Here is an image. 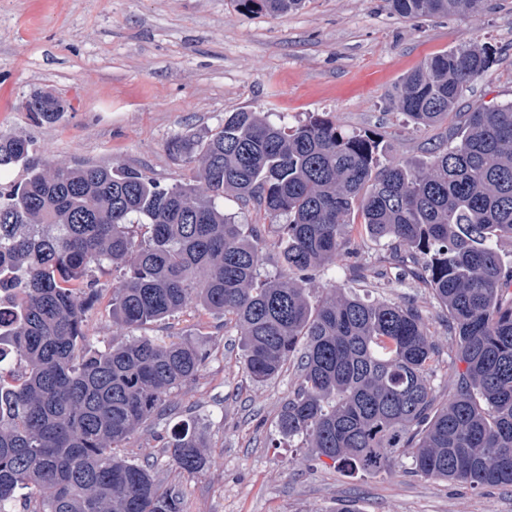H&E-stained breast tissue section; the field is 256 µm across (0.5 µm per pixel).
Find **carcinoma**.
<instances>
[{
  "label": "carcinoma",
  "instance_id": "1",
  "mask_svg": "<svg viewBox=\"0 0 512 512\" xmlns=\"http://www.w3.org/2000/svg\"><path fill=\"white\" fill-rule=\"evenodd\" d=\"M304 3L239 0L270 15ZM390 5L403 19L469 17L486 0ZM494 63L478 43L429 57L402 79L397 108L418 126L446 119ZM168 150L200 162L202 186H163L123 167L48 168L31 159L27 139L0 135V170L27 171L0 191V294L16 298L9 323L0 321V512H12L22 490L35 497L32 512H186L181 492L162 489L149 466L121 451L168 415L207 350L145 336L86 349L91 272L106 261L126 269L112 288L120 325L162 321L194 299L237 327L253 382L296 361L298 385L277 432L316 457L378 474L406 453L426 477L512 486V267L498 249L512 240V100L465 113L422 166H382L372 136L320 115L286 127L263 112H233L205 141L177 136ZM226 193L284 221L279 276L259 279L260 234L245 235L224 214L217 200ZM355 230L395 255L409 252L413 267L398 279L424 283L446 310L465 364L448 401L432 387L439 344L415 303L334 286L311 301L306 285L355 254ZM5 342L25 364L17 383L6 380ZM166 447L187 473L207 465L188 422Z\"/></svg>",
  "mask_w": 512,
  "mask_h": 512
}]
</instances>
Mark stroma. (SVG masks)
Instances as JSON below:
<instances>
[{"label":"stroma","instance_id":"stroma-1","mask_svg":"<svg viewBox=\"0 0 512 512\" xmlns=\"http://www.w3.org/2000/svg\"><path fill=\"white\" fill-rule=\"evenodd\" d=\"M476 41L496 48L498 61L468 89L466 104L511 100L512 0H490L474 18L415 20L393 14L386 0H306L279 16L237 0H0V134L26 138L34 158L52 167H128L171 186L196 183L198 174L197 163L170 155L174 137L206 140L229 112H263L289 126L319 113L343 131L373 135L380 163L420 165L462 117L414 125L396 108L395 92L424 59ZM39 91L67 99L72 111L52 125L38 122L24 104ZM224 211L261 231V274L278 276V224L229 194ZM356 245L355 261L317 273L313 299L334 282L373 300H415L440 346L431 382L448 399L459 362L442 305L428 289L391 281L382 243L363 236ZM120 277L107 263L92 274L96 300L84 323L90 347L129 336L112 320ZM140 333L208 350L199 377L176 390L170 415L125 447L129 460L153 464L163 488L184 494L188 512H512V486L474 489L424 477L401 454L381 475L309 459L301 440L276 431L297 386L296 366L253 383L238 363L237 328L199 305ZM190 418L202 424L209 459L194 474L163 447L170 428Z\"/></svg>","mask_w":512,"mask_h":512}]
</instances>
